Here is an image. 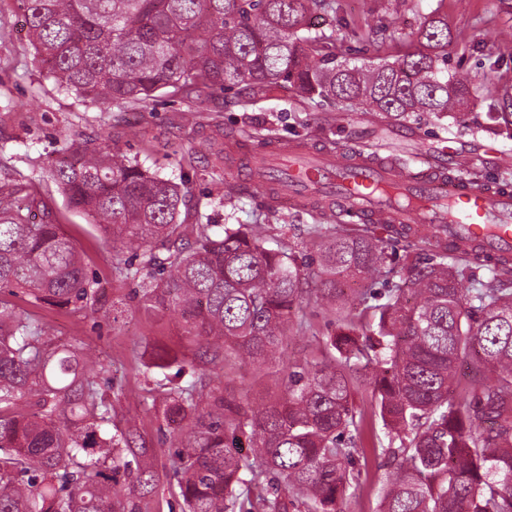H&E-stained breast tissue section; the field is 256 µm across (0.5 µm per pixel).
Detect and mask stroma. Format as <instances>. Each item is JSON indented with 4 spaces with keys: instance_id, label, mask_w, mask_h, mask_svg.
Segmentation results:
<instances>
[{
    "instance_id": "35a3bbf8",
    "label": "stroma",
    "mask_w": 512,
    "mask_h": 512,
    "mask_svg": "<svg viewBox=\"0 0 512 512\" xmlns=\"http://www.w3.org/2000/svg\"><path fill=\"white\" fill-rule=\"evenodd\" d=\"M332 5L330 11L313 14L309 25L333 37L337 56L357 64L417 50L419 29L433 14H441L448 21L451 69L468 73L475 85H492V95L472 97L461 111L443 118L420 113L403 120L360 107L342 111L284 90L217 92L190 121L184 118L187 104L172 94L125 112L87 106L41 68L26 36L19 0H0V181L22 177L47 196L57 223L84 257L88 274L121 299L124 312L113 321L44 303L35 310L51 325L56 343L84 344L98 351L104 368L96 381L113 387L118 422L134 425L155 448L147 465L157 482L143 512H183L184 503L170 468L173 433L163 417L161 388L144 378L142 365L160 347L178 354L193 353L194 348L170 316L141 308L134 282L113 276L111 247L95 225L64 203L44 172L49 160L73 143L118 150L162 177L186 182L192 204L209 223L261 224L273 244L296 242L310 224L361 226L356 217L335 209L297 208L254 183L251 164L274 144L360 150L381 162L396 160L410 167H439L451 155H466L474 159L471 175L476 182L512 183V130L492 134L483 129L487 112L512 113V0H332ZM272 210L279 219L269 224L265 217ZM374 235L385 262L381 275L361 280V287L383 289L398 281L403 251H411L417 263H427L423 243L406 246L379 226ZM337 330L333 314L309 307L304 326L291 328L278 362L260 368L238 360L223 368L207 366L210 392L203 395V404H210L215 394L256 405L272 401L285 389L284 365L318 355L323 340ZM370 397L364 388L353 395L365 413L356 462L362 476L340 502L341 512H378L381 486L392 472L387 459L374 455L389 438L373 414Z\"/></svg>"
}]
</instances>
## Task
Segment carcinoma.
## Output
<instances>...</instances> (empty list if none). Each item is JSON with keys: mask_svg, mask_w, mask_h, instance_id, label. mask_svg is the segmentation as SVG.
Returning a JSON list of instances; mask_svg holds the SVG:
<instances>
[{"mask_svg": "<svg viewBox=\"0 0 512 512\" xmlns=\"http://www.w3.org/2000/svg\"><path fill=\"white\" fill-rule=\"evenodd\" d=\"M327 2L20 0L40 65L92 105L124 108L167 89L195 104L241 87H290L388 118L467 104L470 80L448 71L445 19L423 25L422 49L359 66L308 26ZM48 174L112 249L140 250L139 264L118 259L113 270L139 281L145 310L176 316L182 336L205 347L204 363L277 360L292 315L311 303L340 323L314 361L284 366L283 395L258 406L215 396L204 411L195 360L163 351L145 365L147 378L164 374L185 512H339L360 476L359 386L389 442L399 441L381 449L394 473L380 512H512V262L489 265L487 281L467 288L469 250L432 243L422 269L406 254L398 282L359 294L377 323L358 336L345 284L381 274L384 251L369 228H310L308 239L323 240L312 280L294 246L269 248L248 224L213 230L187 210L185 184L135 160L87 143ZM18 296L105 317L118 305L88 276L44 195L11 180L0 183V512H142L153 482L140 462L152 449L114 425L93 356L56 344L46 323L17 309ZM244 446L252 455L239 454Z\"/></svg>", "mask_w": 512, "mask_h": 512, "instance_id": "1", "label": "carcinoma"}]
</instances>
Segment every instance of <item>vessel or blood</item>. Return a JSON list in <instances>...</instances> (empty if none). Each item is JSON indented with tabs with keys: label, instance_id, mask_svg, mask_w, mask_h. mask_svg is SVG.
<instances>
[{
	"label": "vessel or blood",
	"instance_id": "b4317fda",
	"mask_svg": "<svg viewBox=\"0 0 512 512\" xmlns=\"http://www.w3.org/2000/svg\"><path fill=\"white\" fill-rule=\"evenodd\" d=\"M290 190L319 182L327 205L368 224H409L416 237L480 239L494 257L512 255V192H493L445 171L384 166L360 157L289 149Z\"/></svg>",
	"mask_w": 512,
	"mask_h": 512
}]
</instances>
